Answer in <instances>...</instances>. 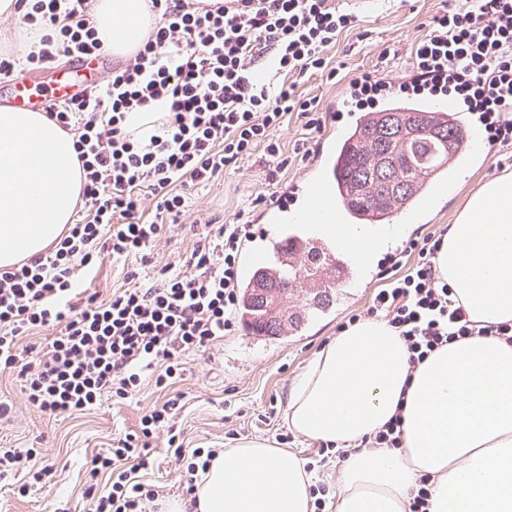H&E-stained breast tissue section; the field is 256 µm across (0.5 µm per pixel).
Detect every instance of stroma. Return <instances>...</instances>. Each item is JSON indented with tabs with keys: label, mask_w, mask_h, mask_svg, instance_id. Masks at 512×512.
Here are the masks:
<instances>
[{
	"label": "stroma",
	"mask_w": 512,
	"mask_h": 512,
	"mask_svg": "<svg viewBox=\"0 0 512 512\" xmlns=\"http://www.w3.org/2000/svg\"><path fill=\"white\" fill-rule=\"evenodd\" d=\"M445 3L381 0L375 13L360 15L357 29L340 35L328 49L327 57L340 73V81L315 73L302 79L299 93L319 98L325 119L332 121L337 134H344L357 110L350 106L335 115L331 107L343 94L347 80L363 70L378 71L394 84L410 80L411 49L424 34L427 20ZM304 124V118L292 115L276 133L293 155L292 166L280 184L268 182L260 156L239 163L234 174L193 190L185 223L175 225L146 260L131 259L123 267L104 262L89 277V292L108 297L124 285L127 266L139 268L143 277H152L190 252L196 234L209 219L252 222L255 212L249 203L256 195L269 201L285 199L290 184L310 167V150L318 141L317 135L307 134ZM505 173H512V147L487 149L482 160L468 165L466 176H453L447 192L436 197L430 215L414 225L411 238L447 228L474 190ZM377 285L373 278L362 287L341 289L330 311L294 335L264 339L235 325L216 345L189 354L186 370L170 392H157L148 383L133 398L104 399L79 417L44 416L27 404L15 375L0 373V400L13 407L10 419L0 422V448L18 452L38 449L35 466L50 472L44 483L22 498L14 494L13 486L27 481L26 469L18 470L13 484L0 483V512H88L84 479L88 463L111 448L115 439L137 431L141 416L171 395L180 399L174 432L184 447H231L239 438L284 447L308 465L312 483L326 484L324 512H334L336 481L343 464L333 450L322 449L320 442L289 429L285 421L288 391L315 355L337 336L339 325L351 315L366 312ZM282 434L287 435V443H279ZM152 449L155 465L139 472V479L162 487L165 495L181 494L180 465L166 434L153 439Z\"/></svg>",
	"instance_id": "obj_1"
}]
</instances>
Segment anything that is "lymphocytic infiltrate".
I'll use <instances>...</instances> for the list:
<instances>
[{
    "mask_svg": "<svg viewBox=\"0 0 512 512\" xmlns=\"http://www.w3.org/2000/svg\"><path fill=\"white\" fill-rule=\"evenodd\" d=\"M13 23L34 34L19 54L0 53V78L106 55L90 0H19ZM157 21L98 85L50 103L45 114L71 135L83 171L73 224L47 254L0 267V370L16 372L26 402L51 417L81 414L104 397L140 392L144 377L172 387L186 358L234 327L239 252L251 228L216 224L190 255L159 276L84 295L82 278L103 264L143 258L181 223L188 189L213 185L263 152L269 177L287 168L274 132L298 114L319 130L318 98L297 78L327 69L325 53L356 13L336 0H148ZM406 96H448L475 112L489 146L512 145V0H449L412 49ZM161 104L159 134L141 142L128 114ZM441 234L406 243L383 265L368 315L404 341L410 367L448 343L494 336L512 324L477 325L439 274ZM55 332L47 345L31 332ZM178 398L153 407L137 432L115 440L85 471L89 512H152L161 490L138 479L152 466L151 438L171 431ZM136 468H128V461ZM110 487L97 492L98 476Z\"/></svg>",
    "mask_w": 512,
    "mask_h": 512,
    "instance_id": "1",
    "label": "lymphocytic infiltrate"
}]
</instances>
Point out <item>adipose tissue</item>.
Segmentation results:
<instances>
[{
  "instance_id": "1",
  "label": "adipose tissue",
  "mask_w": 512,
  "mask_h": 512,
  "mask_svg": "<svg viewBox=\"0 0 512 512\" xmlns=\"http://www.w3.org/2000/svg\"><path fill=\"white\" fill-rule=\"evenodd\" d=\"M92 18L113 55L129 56L156 22L146 0H93ZM370 271L406 237L407 224H313ZM437 266L471 320L512 323V174L489 180L449 225ZM397 333L381 319L336 336L293 383L292 430L351 445L336 512H404L430 476L431 512H512V344L475 336L410 369ZM403 416V446L353 445ZM310 477L291 453L260 439L224 449L201 476L196 502L172 497L166 512H313Z\"/></svg>"
}]
</instances>
